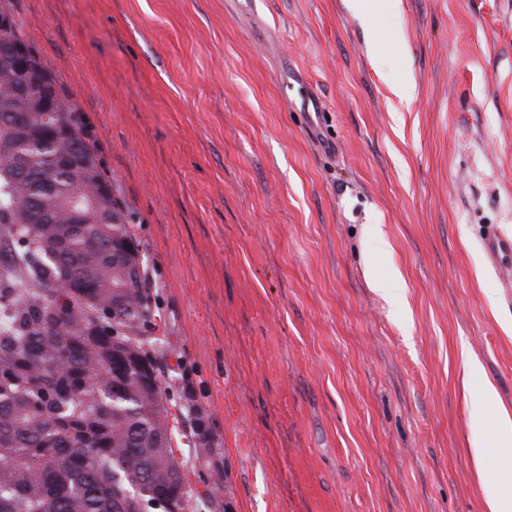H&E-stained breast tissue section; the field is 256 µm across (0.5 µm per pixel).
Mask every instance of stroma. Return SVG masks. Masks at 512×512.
<instances>
[{
	"label": "stroma",
	"mask_w": 512,
	"mask_h": 512,
	"mask_svg": "<svg viewBox=\"0 0 512 512\" xmlns=\"http://www.w3.org/2000/svg\"><path fill=\"white\" fill-rule=\"evenodd\" d=\"M350 2L12 8L133 215L158 375L206 416L228 512H487L504 461L469 424L512 411V262L484 246L512 236V0ZM483 368L479 361L472 357H465L463 360V376L461 378V385L464 391H469L472 383L475 380L482 379V395L484 398L491 402L496 403V393L491 383L484 381L482 376Z\"/></svg>",
	"instance_id": "35a3bbf8"
}]
</instances>
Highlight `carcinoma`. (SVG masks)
<instances>
[{"label":"carcinoma","instance_id":"carcinoma-1","mask_svg":"<svg viewBox=\"0 0 512 512\" xmlns=\"http://www.w3.org/2000/svg\"><path fill=\"white\" fill-rule=\"evenodd\" d=\"M26 43L16 19L0 31V512H224V471L182 491L169 423V387L147 358L112 357V339L133 350L154 346L148 275L112 307L122 271L112 244L140 245L128 210L122 223L87 210L73 224L69 205L94 195L81 163L97 153L84 138L69 96L52 80V109L79 133L54 138L52 113L31 108L34 94L4 50ZM72 284H58L63 269Z\"/></svg>","mask_w":512,"mask_h":512}]
</instances>
